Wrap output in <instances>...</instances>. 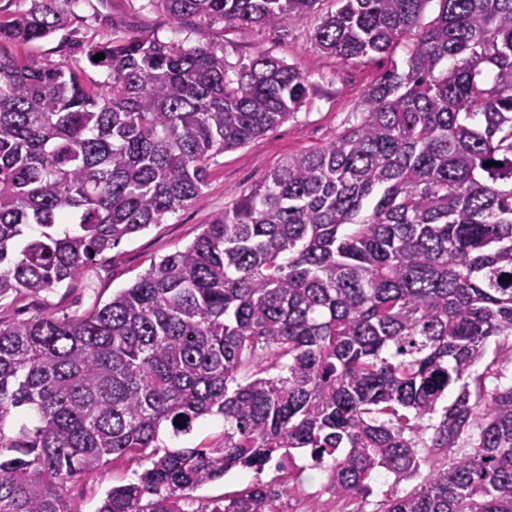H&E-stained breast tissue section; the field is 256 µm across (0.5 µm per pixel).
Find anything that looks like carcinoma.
Returning <instances> with one entry per match:
<instances>
[{
    "mask_svg": "<svg viewBox=\"0 0 512 512\" xmlns=\"http://www.w3.org/2000/svg\"><path fill=\"white\" fill-rule=\"evenodd\" d=\"M149 2L175 24L310 20L338 63L411 46L335 141L288 156L109 301L0 322V512H81L65 484L119 460L147 467L97 512H287L296 450L338 501L383 470L377 512H512V383L487 388L494 359L471 375L512 339V0H438L429 22L430 0ZM66 20L39 0L0 22V301L53 292L162 223L215 155L309 91L270 54L231 67L222 47L154 37L88 50L102 83L4 52ZM210 416L216 441L162 438ZM271 462L288 475L194 502ZM257 477L253 471L236 469L232 473L224 476V479L216 480L206 484L196 491L193 495L198 499L212 500L230 496L237 491L246 487L250 482L256 480Z\"/></svg>",
    "mask_w": 512,
    "mask_h": 512,
    "instance_id": "carcinoma-1",
    "label": "carcinoma"
}]
</instances>
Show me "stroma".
<instances>
[{
	"label": "stroma",
	"mask_w": 512,
	"mask_h": 512,
	"mask_svg": "<svg viewBox=\"0 0 512 512\" xmlns=\"http://www.w3.org/2000/svg\"><path fill=\"white\" fill-rule=\"evenodd\" d=\"M66 13L63 29L45 40L15 47V54L34 56L64 69L84 58L89 47L154 36L165 43L184 40L191 45H221L224 59L231 66L257 53H267L307 75L312 88L307 101L288 119L250 143L216 155L211 161L207 184L195 201L167 215L163 223L122 241L105 254L88 276L51 293L22 294L0 302V321L7 324L42 313L58 317L80 315L94 301L110 300L113 293L128 287L153 262L190 245L205 224L223 213L236 195L249 192L288 155L334 140L360 109L367 89L387 70L402 64L409 49L408 42L403 41L389 54L340 65L314 49L312 25L306 21L278 29L251 25L226 28L194 19L178 28L147 0H70ZM295 462L303 473L289 508L304 512L316 503L322 512H328V496L321 491L326 471L311 467L309 460L300 455ZM137 469V464L129 461L107 466L94 475L69 481L68 495L82 512H96L105 492L132 480ZM276 476L270 465L259 475L237 469L198 488L195 496L203 500L218 499L235 494L253 480L269 482Z\"/></svg>",
	"instance_id": "35a3bbf8"
}]
</instances>
